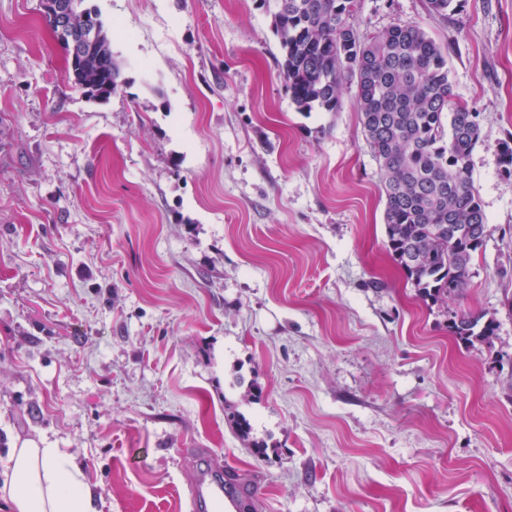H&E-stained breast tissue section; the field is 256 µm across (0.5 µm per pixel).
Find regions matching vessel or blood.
<instances>
[{"mask_svg": "<svg viewBox=\"0 0 512 512\" xmlns=\"http://www.w3.org/2000/svg\"><path fill=\"white\" fill-rule=\"evenodd\" d=\"M257 498L256 487L228 484L224 479V467L217 462L215 452L202 449L195 462L190 499L193 512H245L247 505L256 502Z\"/></svg>", "mask_w": 512, "mask_h": 512, "instance_id": "1", "label": "vessel or blood"}]
</instances>
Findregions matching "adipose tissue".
Returning <instances> with one entry per match:
<instances>
[{
    "label": "adipose tissue",
    "instance_id": "1",
    "mask_svg": "<svg viewBox=\"0 0 512 512\" xmlns=\"http://www.w3.org/2000/svg\"><path fill=\"white\" fill-rule=\"evenodd\" d=\"M0 502L9 512H93L82 472L59 448L26 444L0 466Z\"/></svg>",
    "mask_w": 512,
    "mask_h": 512
}]
</instances>
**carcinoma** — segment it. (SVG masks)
Masks as SVG:
<instances>
[{
  "mask_svg": "<svg viewBox=\"0 0 512 512\" xmlns=\"http://www.w3.org/2000/svg\"><path fill=\"white\" fill-rule=\"evenodd\" d=\"M357 0H288L274 13L288 93L301 112H334L343 83L356 82L365 141L383 171L387 248L418 294L435 304L467 288L487 236L471 156L482 141L479 114L458 102L442 48L416 23L364 41L347 22ZM88 97L120 85L111 40L99 25L91 54L68 59ZM499 324L462 312L448 330L492 344Z\"/></svg>",
  "mask_w": 512,
  "mask_h": 512,
  "instance_id": "cac0c4a2",
  "label": "carcinoma"
}]
</instances>
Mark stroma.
<instances>
[{"label": "stroma", "instance_id": "stroma-1", "mask_svg": "<svg viewBox=\"0 0 512 512\" xmlns=\"http://www.w3.org/2000/svg\"><path fill=\"white\" fill-rule=\"evenodd\" d=\"M86 4L121 66L104 101L40 0H0V462L64 449L96 512H190L200 448L260 487L255 512H512V0L349 18L419 24L479 114L487 237L444 307L387 249L354 87L291 101L274 0ZM469 310L492 344L451 335ZM498 328L495 318H486L484 313L472 311L455 314L448 322L450 333L465 343H473L475 340L492 344Z\"/></svg>", "mask_w": 512, "mask_h": 512}]
</instances>
